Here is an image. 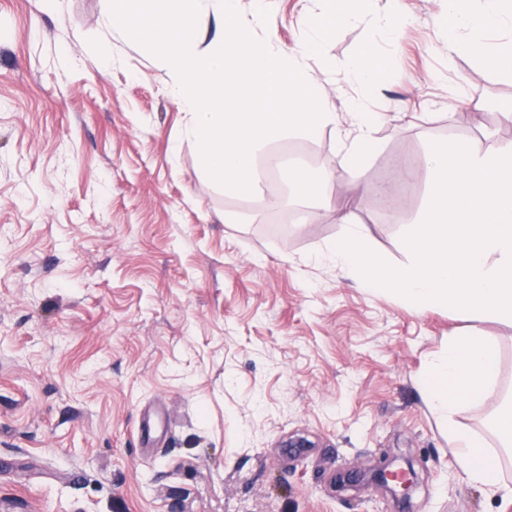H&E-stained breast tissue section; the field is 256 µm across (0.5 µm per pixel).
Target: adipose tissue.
Instances as JSON below:
<instances>
[{
  "label": "adipose tissue",
  "instance_id": "ef3b65f1",
  "mask_svg": "<svg viewBox=\"0 0 512 512\" xmlns=\"http://www.w3.org/2000/svg\"><path fill=\"white\" fill-rule=\"evenodd\" d=\"M512 26V0H447L441 32L452 55L469 57L492 71L512 75V43L491 44L488 32ZM498 372L496 339L473 329L449 339L448 350L425 379L429 405L442 414L480 397ZM459 463L469 480L499 489L500 458L470 434L451 432Z\"/></svg>",
  "mask_w": 512,
  "mask_h": 512
}]
</instances>
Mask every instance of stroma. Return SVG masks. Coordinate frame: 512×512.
<instances>
[{"mask_svg":"<svg viewBox=\"0 0 512 512\" xmlns=\"http://www.w3.org/2000/svg\"><path fill=\"white\" fill-rule=\"evenodd\" d=\"M406 4L398 43L347 24L309 60L340 122L353 98L384 115L360 182L392 194L354 202L330 127L269 145L259 191L225 195L169 70L113 30L104 0H0V512H402L342 485L385 456L413 461L411 512H512L448 440L500 448L512 324L406 304L319 259L343 207L403 265L432 143L512 146V77L449 56L444 0ZM318 9L274 0L264 33L294 46ZM369 37L392 63L370 90L333 68ZM107 41L108 64L91 53ZM289 164L327 175L312 221ZM474 326L497 339L498 376L447 420L422 375ZM298 435L309 447H288Z\"/></svg>","mask_w":512,"mask_h":512,"instance_id":"obj_1","label":"stroma"}]
</instances>
